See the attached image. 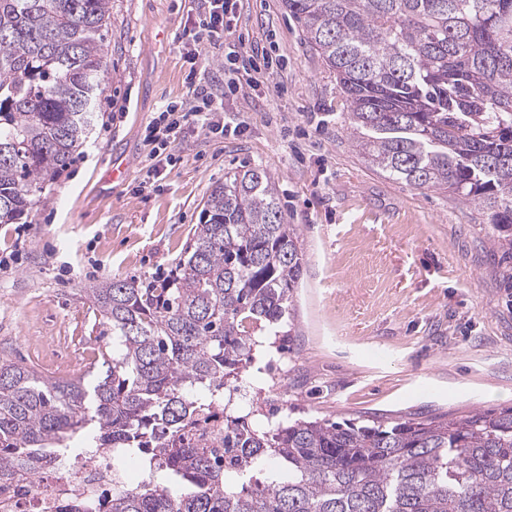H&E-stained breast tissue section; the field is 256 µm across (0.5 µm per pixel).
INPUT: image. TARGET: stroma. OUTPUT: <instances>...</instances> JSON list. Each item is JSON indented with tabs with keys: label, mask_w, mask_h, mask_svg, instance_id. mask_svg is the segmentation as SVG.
Here are the masks:
<instances>
[{
	"label": "stroma",
	"mask_w": 512,
	"mask_h": 512,
	"mask_svg": "<svg viewBox=\"0 0 512 512\" xmlns=\"http://www.w3.org/2000/svg\"><path fill=\"white\" fill-rule=\"evenodd\" d=\"M200 0H112L97 120L39 196L22 249L0 224V358L80 376L102 340L83 290L175 266L227 173L262 167L305 254L290 335L233 385L258 423L370 425L512 407V259L474 206L374 171L351 143L336 78L284 0H239L235 34L275 41L269 81L224 103V135L185 128L151 171L145 128L187 97L185 30ZM124 176L108 181L109 171Z\"/></svg>",
	"instance_id": "1"
}]
</instances>
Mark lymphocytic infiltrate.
Here are the masks:
<instances>
[{
    "instance_id": "lymphocytic-infiltrate-1",
    "label": "lymphocytic infiltrate",
    "mask_w": 512,
    "mask_h": 512,
    "mask_svg": "<svg viewBox=\"0 0 512 512\" xmlns=\"http://www.w3.org/2000/svg\"><path fill=\"white\" fill-rule=\"evenodd\" d=\"M237 0H204L203 10L187 37L192 43L207 42L224 52V88L216 90L197 70H189L187 88L189 101L182 105L164 106L148 124L147 141L151 146L149 158L153 165L171 162V147L181 138L185 126L193 124L201 131L223 134L225 125L217 116L224 110L226 95L236 94L242 82L252 81L254 75L270 76L274 59L265 47H245L234 37L232 22L236 17Z\"/></svg>"
}]
</instances>
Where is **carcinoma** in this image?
<instances>
[{"label": "carcinoma", "instance_id": "obj_1", "mask_svg": "<svg viewBox=\"0 0 512 512\" xmlns=\"http://www.w3.org/2000/svg\"><path fill=\"white\" fill-rule=\"evenodd\" d=\"M336 75L367 164L512 230V0H284ZM112 0H0V224L36 204L92 131ZM164 277L85 289L100 315L92 385L0 360V480L87 450L135 457L103 512H512V408L373 426L235 414L228 379L255 332L280 336L303 266L266 172L214 187ZM224 417L226 464L191 442Z\"/></svg>", "mask_w": 512, "mask_h": 512}]
</instances>
